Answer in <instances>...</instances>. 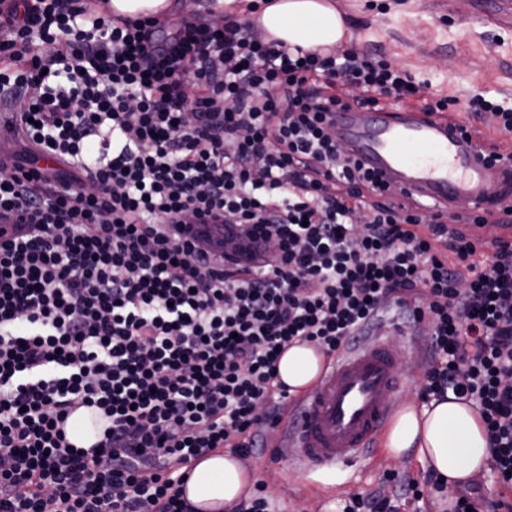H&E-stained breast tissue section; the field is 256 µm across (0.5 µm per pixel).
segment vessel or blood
Instances as JSON below:
<instances>
[{
  "mask_svg": "<svg viewBox=\"0 0 512 512\" xmlns=\"http://www.w3.org/2000/svg\"><path fill=\"white\" fill-rule=\"evenodd\" d=\"M346 150L405 196L448 207L512 206L503 168L488 167L476 139L453 120L419 109L385 106L333 113ZM199 230L216 258L236 237L232 224ZM402 352L383 341L363 345L323 368L316 385L289 413L286 442L300 449L303 470L345 467L375 445L398 406Z\"/></svg>",
  "mask_w": 512,
  "mask_h": 512,
  "instance_id": "vessel-or-blood-1",
  "label": "vessel or blood"
}]
</instances>
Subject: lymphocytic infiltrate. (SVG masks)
I'll return each instance as SVG.
<instances>
[{"instance_id":"obj_1","label":"lymphocytic infiltrate","mask_w":512,"mask_h":512,"mask_svg":"<svg viewBox=\"0 0 512 512\" xmlns=\"http://www.w3.org/2000/svg\"><path fill=\"white\" fill-rule=\"evenodd\" d=\"M422 90L357 48L293 53L229 18L0 0V512H192V462L248 455L279 422L284 350L333 358L392 305L428 338L422 400L477 410L505 491L491 512H512V247L461 231L488 213L383 204L330 120ZM195 224L237 225L265 263L220 266ZM81 407L109 421L87 450L62 428ZM396 482L342 512L447 491Z\"/></svg>"}]
</instances>
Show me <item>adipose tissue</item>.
<instances>
[{"label": "adipose tissue", "mask_w": 512, "mask_h": 512, "mask_svg": "<svg viewBox=\"0 0 512 512\" xmlns=\"http://www.w3.org/2000/svg\"><path fill=\"white\" fill-rule=\"evenodd\" d=\"M217 2L248 11L265 40H278L291 48H330L353 39V31L335 0H264L255 10L250 7L252 0ZM322 361L314 346L293 345L280 359L278 378L290 393H301L316 381ZM386 449L395 459L414 454L422 466L447 479L452 488L475 478L490 458L483 421L469 404L451 394L419 408L404 404L391 422ZM253 481L238 457L216 452L193 463L185 493L197 512H229Z\"/></svg>", "instance_id": "obj_1"}]
</instances>
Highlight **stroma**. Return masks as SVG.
<instances>
[{"instance_id":"stroma-1","label":"stroma","mask_w":512,"mask_h":512,"mask_svg":"<svg viewBox=\"0 0 512 512\" xmlns=\"http://www.w3.org/2000/svg\"><path fill=\"white\" fill-rule=\"evenodd\" d=\"M354 31V43L381 54L392 67L426 83L429 93L467 100L475 93L512 109V24L478 19L494 0H336ZM379 336L404 347L400 399L418 403L421 363L427 343L398 310L384 319ZM298 451L281 444L280 430L264 433L263 448L244 457L258 484L276 503V512H340L350 495L383 488L392 493L391 475L420 477L414 456L389 458L385 446L351 466L297 474Z\"/></svg>"}]
</instances>
